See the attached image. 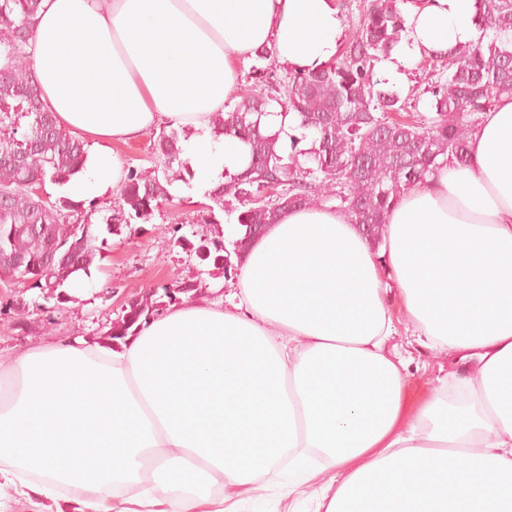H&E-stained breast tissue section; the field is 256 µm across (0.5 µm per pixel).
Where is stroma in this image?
<instances>
[{"instance_id":"stroma-1","label":"stroma","mask_w":512,"mask_h":512,"mask_svg":"<svg viewBox=\"0 0 512 512\" xmlns=\"http://www.w3.org/2000/svg\"><path fill=\"white\" fill-rule=\"evenodd\" d=\"M439 73V67L426 65L402 69L395 79L386 78L381 71L376 77L409 100L416 111L425 113L430 100L424 89L429 78ZM193 191V181L176 182L172 201L156 211L148 223L124 226L111 235L102 223V212L119 207V190L110 187L94 198L98 211L91 221L98 233L106 234L107 245L90 288L71 293L59 304L45 301L40 290L0 281V359L7 361L35 346L77 336L91 343L104 341L123 304L131 296L160 285L194 282L197 290L183 295V302L205 298L226 306L229 287L223 282V265L201 260L196 249L201 238L225 234L228 226L203 223L201 204L191 200ZM388 348L405 362L407 386L419 394L434 386L438 377L464 372L455 354L421 348L403 328L391 338ZM234 499L240 512H308L310 508L298 495L282 499L274 490L260 493L251 485L236 490Z\"/></svg>"}]
</instances>
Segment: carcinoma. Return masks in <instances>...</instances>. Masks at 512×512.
<instances>
[{
    "label": "carcinoma",
    "instance_id": "carcinoma-1",
    "mask_svg": "<svg viewBox=\"0 0 512 512\" xmlns=\"http://www.w3.org/2000/svg\"><path fill=\"white\" fill-rule=\"evenodd\" d=\"M40 0H0V271L34 289L50 277L53 299L68 297L76 274L92 278L103 259L106 239L87 240L70 223L74 201L62 196L41 200L31 186L46 181L63 187L81 174L88 149L82 137L58 124L44 102L28 52ZM397 0H366L362 21L336 60L319 70L274 78L269 68H255V81L270 88L217 114L215 133L232 134L246 146L245 167L224 171V181L207 193L212 205L235 218L246 236L227 248L222 239H201V259L229 260L245 252L250 237L279 221L283 209L265 194L267 184L292 200L293 208H334L350 214L372 247L383 240L386 215L400 195L422 182L453 157L465 162L469 138L499 98L512 96V0H475L476 18L490 40L455 48L444 58L446 78L428 92L430 112H412L407 101L375 78L376 63L389 58L405 31ZM294 114L301 137L282 142L284 128L269 130L264 120ZM311 138V147L299 143ZM178 132L162 131L153 140L157 164L152 170L128 168L120 186L121 206L106 224L147 223L160 205L173 199L171 187L182 180ZM80 268L73 269L74 264ZM165 285L131 297L112 322L110 340L133 335L140 319L173 304Z\"/></svg>",
    "mask_w": 512,
    "mask_h": 512
}]
</instances>
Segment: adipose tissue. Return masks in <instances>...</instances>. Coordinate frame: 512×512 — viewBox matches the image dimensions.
Listing matches in <instances>:
<instances>
[{
    "label": "adipose tissue",
    "instance_id": "ef3b65f1",
    "mask_svg": "<svg viewBox=\"0 0 512 512\" xmlns=\"http://www.w3.org/2000/svg\"><path fill=\"white\" fill-rule=\"evenodd\" d=\"M397 74L477 42L475 0H399ZM336 0H41L30 51L43 100L91 141L92 198L111 152L163 127L201 190L241 169L215 135L266 42L313 70L344 38ZM226 308L174 304L115 343L29 349L0 376V481L71 512H236L228 490L287 463L314 512H512V97L484 112L466 162L405 190L373 250L346 212L291 208L245 253ZM475 362L412 400L385 345ZM333 477L313 486L317 474Z\"/></svg>",
    "mask_w": 512,
    "mask_h": 512
}]
</instances>
